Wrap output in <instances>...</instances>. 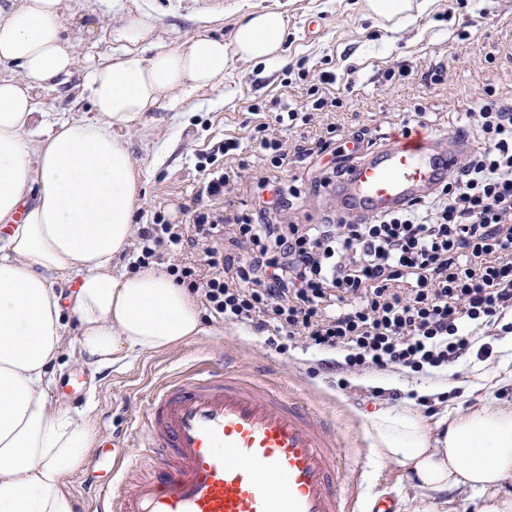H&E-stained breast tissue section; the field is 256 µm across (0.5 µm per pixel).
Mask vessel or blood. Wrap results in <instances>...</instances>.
I'll use <instances>...</instances> for the list:
<instances>
[{
	"instance_id": "b4317fda",
	"label": "vessel or blood",
	"mask_w": 512,
	"mask_h": 512,
	"mask_svg": "<svg viewBox=\"0 0 512 512\" xmlns=\"http://www.w3.org/2000/svg\"><path fill=\"white\" fill-rule=\"evenodd\" d=\"M464 142L446 149L424 130L365 154L332 188L343 222L406 208L454 175ZM145 439L114 457L122 483L102 512H355L342 491L341 442L310 412L261 381L201 365L155 388Z\"/></svg>"
}]
</instances>
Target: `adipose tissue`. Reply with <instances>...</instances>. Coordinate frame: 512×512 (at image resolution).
Returning <instances> with one entry per match:
<instances>
[{"label": "adipose tissue", "instance_id": "obj_1", "mask_svg": "<svg viewBox=\"0 0 512 512\" xmlns=\"http://www.w3.org/2000/svg\"><path fill=\"white\" fill-rule=\"evenodd\" d=\"M72 0H0V512H75L68 477L94 443L91 410L54 403L64 348L98 369L133 350L170 348L200 333L195 296L151 266L117 274L143 196L124 137L147 113L178 121L220 89L233 62L280 59L287 20L244 14L231 41L198 34L173 45L152 22L103 25L111 54L80 57L63 38ZM85 71L89 117L45 112L41 96ZM73 281L69 295L57 284ZM378 461L414 494L406 512H459L447 495L471 492L476 512H512V408L449 410L429 421L410 407L369 415Z\"/></svg>", "mask_w": 512, "mask_h": 512}]
</instances>
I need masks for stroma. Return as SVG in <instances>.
<instances>
[{
  "instance_id": "1",
  "label": "stroma",
  "mask_w": 512,
  "mask_h": 512,
  "mask_svg": "<svg viewBox=\"0 0 512 512\" xmlns=\"http://www.w3.org/2000/svg\"><path fill=\"white\" fill-rule=\"evenodd\" d=\"M121 1L158 24L175 44L207 29L204 17L217 13L223 14L222 23L208 29L227 38L238 16L247 11L280 10L288 19L281 64L234 63L224 72L222 97L198 99L185 115L181 132L152 120L131 130V151L146 177L138 216L142 224L151 223L154 212L161 211L171 223L192 229L204 181L195 166L196 156L224 139L240 141L252 171L267 169L268 161L254 151L250 140L261 114L273 113L277 102L304 105L324 71L335 75L329 90L341 105L334 112L314 115L308 125L282 131L288 143L314 141L326 124L333 123L342 136L364 128L375 144L384 145L398 133L402 110L415 103L425 106L432 135L444 142L486 92L512 108V0H461L454 6L448 0H423V10L399 30L366 17L362 0ZM404 64L412 67V76L394 77V70ZM435 66L444 68V80L426 85L420 75ZM83 77L80 69L63 77L44 95L45 110L89 114L88 100L78 95ZM322 164L316 156L292 155L283 169L284 178L296 179L301 191L294 212L300 223H322L335 208L326 189L318 185ZM200 319L198 336L165 350L130 353L95 373L65 359L56 406L73 410L94 400L97 440L118 433L133 450L145 436L140 413L153 389L191 364L224 365L291 392L335 429L343 443L340 478L358 512H369L377 498L397 502L411 492L399 482L400 472L393 464L375 459L366 432L369 413L397 409L416 393L423 397L417 412L429 415L433 405L426 392L451 379L457 385L449 390L447 401L459 411L485 404L512 406L511 381L474 392L464 388L474 367L489 374L499 370L496 347L505 333L497 326L476 338L477 345L492 347L490 357L472 351L453 363L451 372L427 377L392 368L345 373L333 367L336 353L301 342L282 352L248 327L225 323L205 310Z\"/></svg>"
}]
</instances>
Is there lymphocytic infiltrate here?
Returning <instances> with one entry per match:
<instances>
[{"label": "lymphocytic infiltrate", "mask_w": 512, "mask_h": 512, "mask_svg": "<svg viewBox=\"0 0 512 512\" xmlns=\"http://www.w3.org/2000/svg\"><path fill=\"white\" fill-rule=\"evenodd\" d=\"M456 135L472 146L457 172L421 200L361 224H265L299 198L278 173L289 153L338 157L335 124L315 148L287 147L274 125L309 122L286 108L257 124L270 194L235 216L199 214L193 233L154 214L138 233L136 268L161 250L180 255L167 273L215 317L266 334L267 344L304 340L340 354L338 369L424 374L466 355L478 330L512 312V111L479 100ZM246 244L238 261L225 239Z\"/></svg>", "instance_id": "obj_1"}]
</instances>
